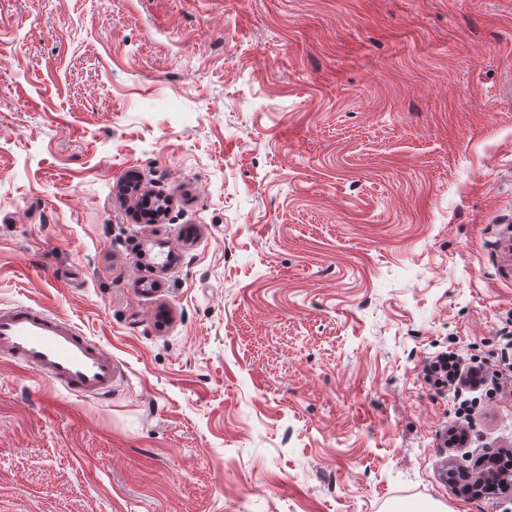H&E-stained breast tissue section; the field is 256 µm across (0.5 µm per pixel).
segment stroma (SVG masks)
Here are the masks:
<instances>
[{
	"mask_svg": "<svg viewBox=\"0 0 512 512\" xmlns=\"http://www.w3.org/2000/svg\"><path fill=\"white\" fill-rule=\"evenodd\" d=\"M14 304L118 379L0 360V512H512V0H0ZM462 371L453 356H440L429 366V375L437 385L445 386L462 381Z\"/></svg>",
	"mask_w": 512,
	"mask_h": 512,
	"instance_id": "1",
	"label": "stroma"
}]
</instances>
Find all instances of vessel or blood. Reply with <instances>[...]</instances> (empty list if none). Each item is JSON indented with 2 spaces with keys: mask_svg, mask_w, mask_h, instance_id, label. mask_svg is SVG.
Masks as SVG:
<instances>
[{
  "mask_svg": "<svg viewBox=\"0 0 512 512\" xmlns=\"http://www.w3.org/2000/svg\"><path fill=\"white\" fill-rule=\"evenodd\" d=\"M0 357L50 379L71 396L103 400L112 395L111 355L73 320L46 309L0 307Z\"/></svg>",
  "mask_w": 512,
  "mask_h": 512,
  "instance_id": "1",
  "label": "vessel or blood"
}]
</instances>
